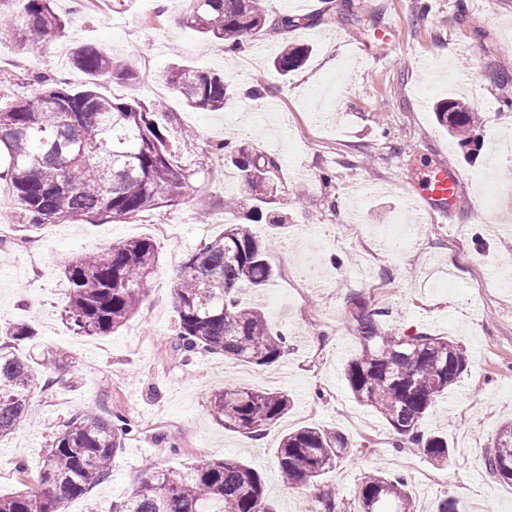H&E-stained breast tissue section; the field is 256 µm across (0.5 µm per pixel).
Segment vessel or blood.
Masks as SVG:
<instances>
[{"mask_svg": "<svg viewBox=\"0 0 512 512\" xmlns=\"http://www.w3.org/2000/svg\"><path fill=\"white\" fill-rule=\"evenodd\" d=\"M461 194L459 171L451 165L438 163L407 189L406 198L418 217L428 216L444 222L458 212Z\"/></svg>", "mask_w": 512, "mask_h": 512, "instance_id": "obj_1", "label": "vessel or blood"}]
</instances>
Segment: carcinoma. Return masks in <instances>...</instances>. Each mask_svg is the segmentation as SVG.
I'll list each match as a JSON object with an SVG mask.
<instances>
[{"label": "carcinoma", "mask_w": 512, "mask_h": 512, "mask_svg": "<svg viewBox=\"0 0 512 512\" xmlns=\"http://www.w3.org/2000/svg\"><path fill=\"white\" fill-rule=\"evenodd\" d=\"M181 23L220 40L224 52L240 53L247 39L288 27L290 19H272L260 0H193ZM67 21L55 0H24L23 12L0 31L17 47L48 50L65 36ZM309 48L285 44L273 60L283 75L304 65ZM72 64L87 82L82 88H42L0 109V158L23 228L67 222H128L141 213L171 206L186 194L188 175L175 161L168 130L150 118L138 98L114 101L97 90L105 76L138 82L137 70L115 61L101 49L78 47ZM158 78L183 96L192 109L219 112L237 94L233 80L220 73L174 63ZM438 124L465 132L470 113L455 101L435 106ZM240 172V195L224 208L251 203V220L280 224L274 211L277 158L227 137L215 145ZM158 263L148 238L119 241L107 249L82 254L63 265L68 283L66 321L87 336H108L138 311ZM276 274L265 245L246 224H226L224 233L188 255L174 288L179 346L188 354L230 356L257 366L277 362L288 340L264 311L242 303L248 288H263ZM348 317L358 353L345 367L353 397L376 410L392 428L394 447L415 448L440 464L448 463V439L426 429L423 421L433 403L448 396L468 368L463 349L444 336L391 331L387 312L359 294L348 298ZM36 336L28 323L0 324V437L15 431L31 412L30 399L51 380L42 372L63 362L50 348L41 362L13 349ZM291 409L288 394L227 386L210 401L218 424L259 437ZM131 428L112 415L81 410L53 427L38 488L0 495V512H67L73 498L108 480L112 461ZM353 451L338 431L304 427L286 434L278 448L279 474L292 485L317 486ZM485 466L495 480L512 484V422L499 429ZM405 476L383 470L359 486L357 512H414ZM113 512H278L267 497L260 475L245 463L201 458L185 471L160 468L137 482Z\"/></svg>", "instance_id": "carcinoma-1"}]
</instances>
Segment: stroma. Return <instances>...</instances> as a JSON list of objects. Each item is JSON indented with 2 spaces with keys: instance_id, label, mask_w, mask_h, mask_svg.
<instances>
[{
  "instance_id": "35a3bbf8",
  "label": "stroma",
  "mask_w": 512,
  "mask_h": 512,
  "mask_svg": "<svg viewBox=\"0 0 512 512\" xmlns=\"http://www.w3.org/2000/svg\"><path fill=\"white\" fill-rule=\"evenodd\" d=\"M266 0L271 17L295 18L288 30L251 38L228 56L220 42L184 27L190 0H133L96 9L89 0H58L70 25L45 52L0 44V109L26 96L35 77L79 88L85 81L69 58L74 47L94 44L133 64L136 89L100 79L98 90L116 101L137 97L153 119L176 133L194 132L178 162L189 174L179 203L141 213L126 223L46 224L27 243L1 245L12 262L0 266V323L30 322L36 343L63 354L49 370V389L36 394L37 417L0 439V495L38 485L43 451L53 426L87 407L130 419L112 476L70 501L74 512H112L114 501L156 468L183 470L197 458L246 461L260 472L280 512H306L313 491L285 484L277 449L285 433L320 426L344 434L353 446L322 484L336 494L339 512H356L355 490L380 468L392 474L414 467L427 473L426 488L409 483L416 512H436L451 498L470 508L512 512V485L493 479L485 452L512 417V253L500 229L512 227V191L483 177L496 139L512 136V0ZM393 28L381 43L375 29ZM308 46L299 70L281 76L271 48ZM369 43L361 58L351 46ZM232 77L239 95L220 112L185 105L157 81L172 61ZM265 98H247L254 85ZM465 102L474 116L461 142L436 121L433 107ZM241 137L278 157L277 208L288 221L252 229L269 243L277 268L260 300L273 327L288 338L277 362L258 367L224 355L184 356L176 348L174 285L188 254L221 234L243 212L225 213L224 199L238 195L241 174L212 151L214 143ZM456 167L464 183L460 209L446 223L415 224L402 195L437 161ZM362 210L358 224L348 214ZM415 225L411 247L389 253L380 243L395 222ZM180 225L166 239L157 223ZM148 238L159 264L140 311L109 336L75 334L63 318L66 284L61 266L74 256L116 241ZM361 294L388 311L393 329L445 336L464 349L469 367L459 387L438 400L426 418L452 450L441 465L411 449L393 447L387 422L359 404L344 368L355 352L347 299ZM234 384L285 391L294 406L264 435L252 439L224 428L209 413L211 395ZM176 438L178 452L166 450Z\"/></svg>"
}]
</instances>
